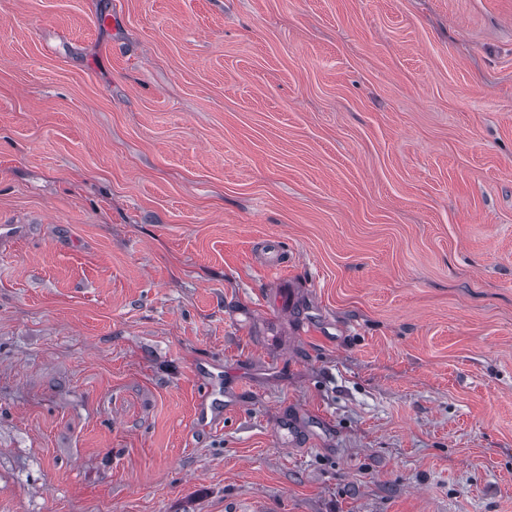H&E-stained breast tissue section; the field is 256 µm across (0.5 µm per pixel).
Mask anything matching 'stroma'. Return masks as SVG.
<instances>
[{
    "label": "stroma",
    "mask_w": 512,
    "mask_h": 512,
    "mask_svg": "<svg viewBox=\"0 0 512 512\" xmlns=\"http://www.w3.org/2000/svg\"><path fill=\"white\" fill-rule=\"evenodd\" d=\"M0 512H512V0H0Z\"/></svg>",
    "instance_id": "35a3bbf8"
}]
</instances>
